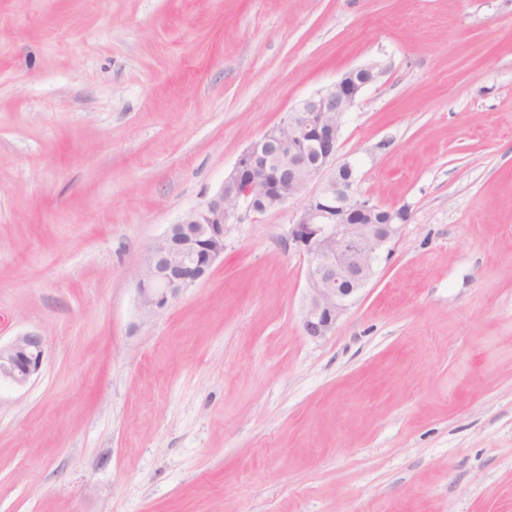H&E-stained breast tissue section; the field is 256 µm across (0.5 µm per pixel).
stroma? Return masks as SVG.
<instances>
[{
    "instance_id": "obj_1",
    "label": "stroma",
    "mask_w": 512,
    "mask_h": 512,
    "mask_svg": "<svg viewBox=\"0 0 512 512\" xmlns=\"http://www.w3.org/2000/svg\"><path fill=\"white\" fill-rule=\"evenodd\" d=\"M356 188L409 220L303 336L293 200L140 319L133 275L345 71ZM0 512H512V0H0ZM44 356L45 341L38 332H26L5 346L0 344V385L26 386L39 373Z\"/></svg>"
}]
</instances>
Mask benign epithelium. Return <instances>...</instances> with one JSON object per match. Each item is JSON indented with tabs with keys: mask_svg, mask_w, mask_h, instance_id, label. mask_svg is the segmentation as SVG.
Returning a JSON list of instances; mask_svg holds the SVG:
<instances>
[{
	"mask_svg": "<svg viewBox=\"0 0 512 512\" xmlns=\"http://www.w3.org/2000/svg\"><path fill=\"white\" fill-rule=\"evenodd\" d=\"M375 65L345 72L302 100L238 158L216 192L186 211L146 250L134 276L139 312L150 317L205 279L224 253L231 216L262 213L302 201L291 222L288 249L307 260L303 335H330L348 303L372 280L376 266L408 220L405 207L384 208L360 195L355 180L336 187L344 118L362 91L378 81ZM45 341L34 331L0 345V384L22 388L43 364Z\"/></svg>",
	"mask_w": 512,
	"mask_h": 512,
	"instance_id": "7a95c632",
	"label": "benign epithelium"
}]
</instances>
